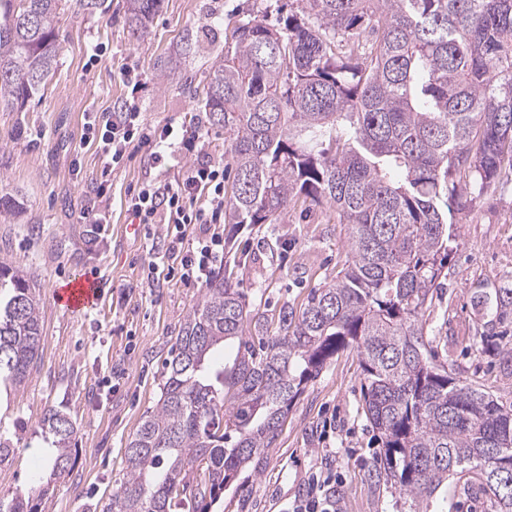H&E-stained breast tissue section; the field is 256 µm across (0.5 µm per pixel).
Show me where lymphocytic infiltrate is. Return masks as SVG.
Wrapping results in <instances>:
<instances>
[{
    "instance_id": "lymphocytic-infiltrate-1",
    "label": "lymphocytic infiltrate",
    "mask_w": 512,
    "mask_h": 512,
    "mask_svg": "<svg viewBox=\"0 0 512 512\" xmlns=\"http://www.w3.org/2000/svg\"><path fill=\"white\" fill-rule=\"evenodd\" d=\"M90 140L102 158L103 176H111L130 145L149 148L156 163L176 159L190 136L187 128L173 124L144 123L137 105L124 103L117 115H104L88 122ZM127 212L139 223L162 224L168 251L187 283L202 282L214 267L224 263V239L203 234L189 240L188 224H217L224 216V167L220 164L188 166L178 181L143 186L126 201Z\"/></svg>"
}]
</instances>
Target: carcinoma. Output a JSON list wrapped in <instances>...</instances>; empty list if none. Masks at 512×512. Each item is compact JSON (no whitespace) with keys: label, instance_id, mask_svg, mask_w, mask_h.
<instances>
[{"label":"carcinoma","instance_id":"carcinoma-1","mask_svg":"<svg viewBox=\"0 0 512 512\" xmlns=\"http://www.w3.org/2000/svg\"><path fill=\"white\" fill-rule=\"evenodd\" d=\"M63 0H0V106L21 111L57 68ZM237 21L208 75L205 109L235 166L224 223L272 224L301 199L336 209L349 253L333 283L277 331L219 271L184 317L155 409L124 448L108 512H209L257 466L288 412L348 348L381 451L377 481L410 512L448 480L512 512V405L438 360L424 312L458 248L463 197L512 174V0H295ZM162 0H127L144 34ZM487 324L512 323V288L477 297ZM39 288L0 258V386L38 362ZM237 343L231 363L214 353ZM46 483L0 497L35 499L73 466L76 426L40 420Z\"/></svg>","mask_w":512,"mask_h":512}]
</instances>
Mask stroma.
I'll return each instance as SVG.
<instances>
[{
	"label": "stroma",
	"instance_id": "obj_1",
	"mask_svg": "<svg viewBox=\"0 0 512 512\" xmlns=\"http://www.w3.org/2000/svg\"><path fill=\"white\" fill-rule=\"evenodd\" d=\"M292 0H164L144 37L131 35L126 0H97L95 9L66 0L59 20L58 68L26 111L0 108V195L15 212L0 213V257L33 276L42 316L40 359L24 386L0 394V432L14 442V459L0 468V496L38 487L46 467L36 432L54 406L75 422L70 475L38 502V512H106L120 485L123 449L159 396L163 362L180 326L204 290L178 278L157 280L153 265L169 259L157 239L165 226L126 233L123 202L149 182L173 181L182 167L224 162L223 129L211 126L204 86L224 52L228 23L262 11L290 9ZM136 67L138 89L119 70ZM136 99L144 121L199 131L178 162L153 165L147 149H132L112 175V216L100 231L78 223L102 159L82 143L89 118ZM455 232L459 246L448 277L424 319L440 358L456 361L504 403L512 375L486 353L484 320L474 297L512 286V182L474 198ZM349 250L334 208L289 206L274 224L245 227L226 245L250 310L277 329L282 308L300 309L310 291L335 279ZM96 277L101 300L68 312L57 288L81 275ZM379 445L363 409L360 359L338 353L288 413L258 468L242 470L213 512H287L306 497L314 475L336 476L338 512H406L393 486L371 475Z\"/></svg>",
	"mask_w": 512,
	"mask_h": 512
}]
</instances>
